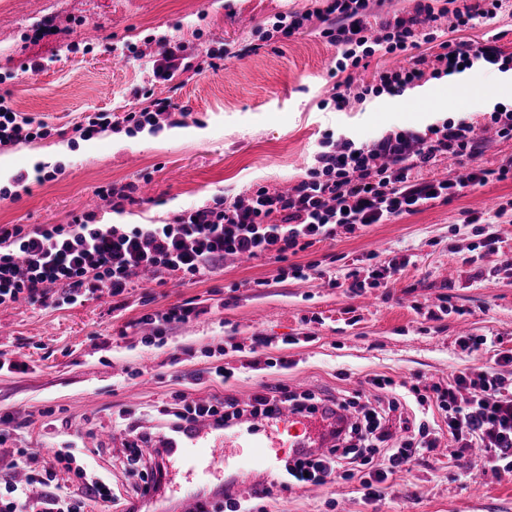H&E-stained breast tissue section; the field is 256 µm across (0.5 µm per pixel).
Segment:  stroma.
Masks as SVG:
<instances>
[{"instance_id": "1", "label": "stroma", "mask_w": 512, "mask_h": 512, "mask_svg": "<svg viewBox=\"0 0 512 512\" xmlns=\"http://www.w3.org/2000/svg\"><path fill=\"white\" fill-rule=\"evenodd\" d=\"M449 0H433L442 39L497 36L512 55V0L491 24L453 33ZM315 0H0V95L44 122L50 136L0 151L13 175L36 166L45 180L29 181L19 197L0 199V224H67L93 212L110 223V200L97 190L135 184L123 214L134 224H162L181 210L245 197L257 186L292 185L324 139L362 141L392 130L426 131L466 116L482 130L476 165L498 168L512 158V139L490 126L496 105L512 107V75L468 70L463 88L425 78L403 95H367L345 110L330 105L336 50L317 30L288 39H259L256 28L281 13L314 9ZM193 50L199 71L155 81L152 66L167 41ZM237 58L208 68V52ZM185 107L181 136L170 125L73 141L72 129L96 112L140 109L134 89ZM480 108H472L471 95ZM512 200V179L489 181L447 204L389 224H373L289 256L320 263L325 277H282L277 263L225 259L215 272L181 283L149 278L120 298L89 297L74 306L0 307V416L15 426L16 448H57L77 439L93 463L130 485L121 447L127 421L148 424L177 394L196 399L248 400L280 385L319 396H377L366 380L381 375L428 386L489 365L485 351L462 350L460 333L502 337L512 348V276L499 272L512 254V223H466ZM497 251L484 248L487 232ZM407 258L387 286L351 292V271L370 256ZM337 286H330V279ZM189 302L200 314L145 346L139 318ZM446 314L432 319V312ZM269 336L263 369L246 348L253 334ZM234 379L212 380L216 362ZM440 446L411 472L389 480L384 497L366 499L363 469L352 476L283 490L277 478L254 512H512V470H487L483 453L449 461Z\"/></svg>"}]
</instances>
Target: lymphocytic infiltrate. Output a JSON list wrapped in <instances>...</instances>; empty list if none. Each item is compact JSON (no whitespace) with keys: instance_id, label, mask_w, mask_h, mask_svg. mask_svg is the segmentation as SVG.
Returning <instances> with one entry per match:
<instances>
[{"instance_id":"f902f5d3","label":"lymphocytic infiltrate","mask_w":512,"mask_h":512,"mask_svg":"<svg viewBox=\"0 0 512 512\" xmlns=\"http://www.w3.org/2000/svg\"><path fill=\"white\" fill-rule=\"evenodd\" d=\"M384 0H322L321 7L303 13L278 15L273 32L284 37L317 26L320 36L337 50L335 73L344 74L332 88L331 100L343 109L353 90L349 74L363 60L384 50L407 54L420 42L435 40L432 32L439 18L430 0H418L413 14L386 21L373 33L369 17L372 7ZM436 75L448 76L458 69L506 70L512 56L496 40L440 42L435 54ZM425 57H411L406 65L384 70L376 93L399 96L420 82ZM178 109L171 98H153L139 111L118 117L108 112L89 116L75 127V134L88 140L121 125L158 127L171 121ZM475 125L468 117L447 120L427 133L391 131L366 141L348 138L330 144L314 156L305 175L288 191L260 187L248 198L231 202L214 199L176 215L165 224H97L92 213L74 216L68 224L0 225V306L22 301L45 307L73 305L104 291L122 295L146 274L172 276L193 282L230 256L267 259L282 264L284 276L306 278L318 264H290L289 256L314 243L335 239L339 233L353 234L372 224H386L420 213L436 204L448 203L466 191L485 186L489 179H512V160L491 171L475 166L479 144ZM44 123L13 109L0 96V149L48 137ZM440 158L455 160L458 169L448 178L425 179L420 172ZM460 348L491 352L492 366L433 384L415 395L424 416L417 441L393 444V434L382 429L380 414L371 411L367 421L351 415V401L325 399L310 392L297 393L287 387L255 393L242 402L228 397L221 402L191 399L179 394L181 410L161 409L153 426L132 425L131 441L122 453L140 478L131 487L142 499L150 485H164L162 465L169 456L168 443L160 433H174L198 419L224 430L258 417L270 418L288 407L295 414L321 413L332 418L349 416L337 431L332 446L310 452L307 459L285 462L291 481L327 483L340 470L354 464L369 467L362 486L368 499L382 496L389 478L410 471L413 461L433 452L438 437L432 436L425 416L438 410L448 426L450 456L461 459L475 448L483 449L490 469H512V390L495 369L512 364V349L503 348L499 337L467 336L457 339ZM10 417L0 418V512H87L90 503L112 505L117 496L109 478L88 470L82 449L66 447L53 451L45 461L33 448H10L6 442Z\"/></svg>"}]
</instances>
